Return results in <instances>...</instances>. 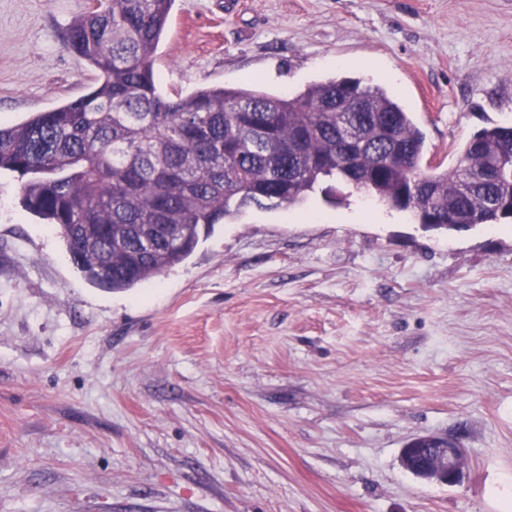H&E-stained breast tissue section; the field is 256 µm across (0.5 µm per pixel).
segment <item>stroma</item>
<instances>
[{
	"label": "stroma",
	"mask_w": 512,
	"mask_h": 512,
	"mask_svg": "<svg viewBox=\"0 0 512 512\" xmlns=\"http://www.w3.org/2000/svg\"><path fill=\"white\" fill-rule=\"evenodd\" d=\"M86 0H0V122L85 94ZM455 166L512 126V0H176L166 94L381 79ZM247 208L154 284H91L0 172V512H500L512 223L435 230L340 188ZM465 450L460 483L401 465ZM425 440L429 448L411 443ZM421 452L424 460L418 461L415 454ZM464 449L458 441L437 434H424L409 441L401 452L402 466L417 478L448 486L459 483L463 476Z\"/></svg>",
	"instance_id": "35a3bbf8"
}]
</instances>
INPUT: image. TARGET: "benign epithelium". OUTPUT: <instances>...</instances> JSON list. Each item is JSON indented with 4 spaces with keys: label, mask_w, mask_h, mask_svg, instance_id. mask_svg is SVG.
<instances>
[{
    "label": "benign epithelium",
    "mask_w": 512,
    "mask_h": 512,
    "mask_svg": "<svg viewBox=\"0 0 512 512\" xmlns=\"http://www.w3.org/2000/svg\"><path fill=\"white\" fill-rule=\"evenodd\" d=\"M420 439L428 442L430 447L403 448L402 466L427 482L448 486L459 483L463 476L465 454L458 441L437 434H424Z\"/></svg>",
    "instance_id": "benign-epithelium-1"
}]
</instances>
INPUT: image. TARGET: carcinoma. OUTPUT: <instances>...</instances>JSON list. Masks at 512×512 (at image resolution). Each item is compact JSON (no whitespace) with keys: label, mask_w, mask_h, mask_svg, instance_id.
<instances>
[{"label":"carcinoma","mask_w":512,"mask_h":512,"mask_svg":"<svg viewBox=\"0 0 512 512\" xmlns=\"http://www.w3.org/2000/svg\"><path fill=\"white\" fill-rule=\"evenodd\" d=\"M175 0H89L66 45L99 73L89 91L0 124V171L113 291L181 264L242 208L292 206L336 182L434 229L512 218V127L485 126L457 165L422 171L425 136L378 83L333 77L298 94L204 87L162 94L153 58Z\"/></svg>","instance_id":"1"}]
</instances>
